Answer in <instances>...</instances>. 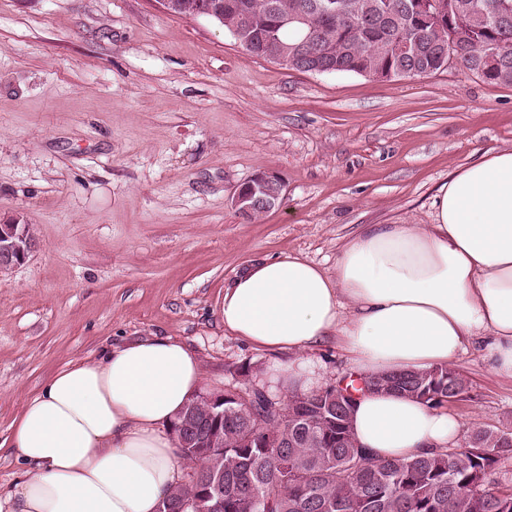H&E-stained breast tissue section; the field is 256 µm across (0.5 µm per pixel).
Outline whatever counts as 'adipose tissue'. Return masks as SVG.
Returning a JSON list of instances; mask_svg holds the SVG:
<instances>
[{"instance_id": "obj_1", "label": "adipose tissue", "mask_w": 512, "mask_h": 512, "mask_svg": "<svg viewBox=\"0 0 512 512\" xmlns=\"http://www.w3.org/2000/svg\"><path fill=\"white\" fill-rule=\"evenodd\" d=\"M219 313L234 336L296 353L279 373L305 393L319 380L300 354L331 337L363 379L450 364L474 340L512 378V149L453 172L434 223L365 225L334 273L290 254L248 265ZM202 383L196 355L170 338L66 364L21 407L9 446L23 471L0 512H158L184 477L165 428ZM351 427L382 460L449 447L463 430L442 408L371 390L357 392Z\"/></svg>"}]
</instances>
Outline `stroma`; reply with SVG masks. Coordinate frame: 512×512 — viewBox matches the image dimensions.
<instances>
[{"instance_id": "1", "label": "stroma", "mask_w": 512, "mask_h": 512, "mask_svg": "<svg viewBox=\"0 0 512 512\" xmlns=\"http://www.w3.org/2000/svg\"><path fill=\"white\" fill-rule=\"evenodd\" d=\"M512 149V86L450 68L381 81L252 57L217 23L156 0H0V218L40 246L0 273V495L21 471L3 443L65 364L171 338L204 390L258 388L288 354L231 336L219 308L251 262L298 255L333 273L367 224H431L451 172ZM285 184L249 221L255 174ZM465 434L512 429V379L481 345L454 364ZM283 189L284 184L279 176L260 173L236 191L233 205L244 216H251L259 208H265V212H268L278 204Z\"/></svg>"}]
</instances>
